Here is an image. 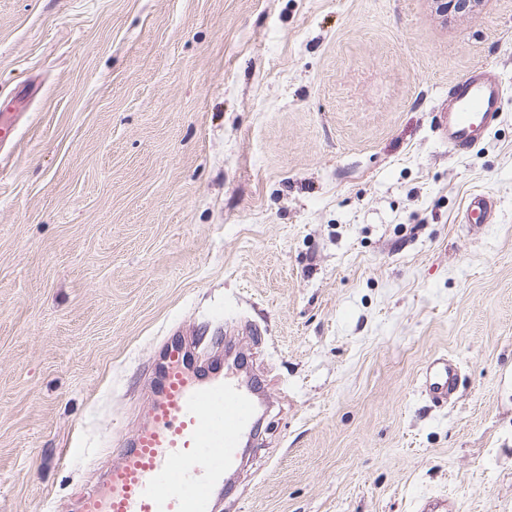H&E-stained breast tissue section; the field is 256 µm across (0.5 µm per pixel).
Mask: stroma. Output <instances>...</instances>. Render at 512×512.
<instances>
[{
	"mask_svg": "<svg viewBox=\"0 0 512 512\" xmlns=\"http://www.w3.org/2000/svg\"><path fill=\"white\" fill-rule=\"evenodd\" d=\"M1 112L0 512H78L163 344L228 334L273 403L215 512H512V0H0ZM504 89L493 67L483 66L448 88L445 131L448 151L478 144L499 110ZM466 211V223L492 224L495 220V202L484 194L472 195ZM459 383L457 368L445 357L433 359L423 371L424 393L434 406H444L456 392Z\"/></svg>",
	"mask_w": 512,
	"mask_h": 512,
	"instance_id": "stroma-1",
	"label": "stroma"
}]
</instances>
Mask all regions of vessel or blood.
I'll list each match as a JSON object with an SVG mask.
<instances>
[{
    "instance_id": "1",
    "label": "vessel or blood",
    "mask_w": 512,
    "mask_h": 512,
    "mask_svg": "<svg viewBox=\"0 0 512 512\" xmlns=\"http://www.w3.org/2000/svg\"><path fill=\"white\" fill-rule=\"evenodd\" d=\"M504 89L494 68L483 66L448 89V150L478 144L499 110ZM466 220L490 224L495 202L472 195ZM142 424L120 444V461L86 494L80 512H214L258 419L263 400L222 355H198L167 346ZM459 383L445 357L423 371L432 405H447Z\"/></svg>"
}]
</instances>
